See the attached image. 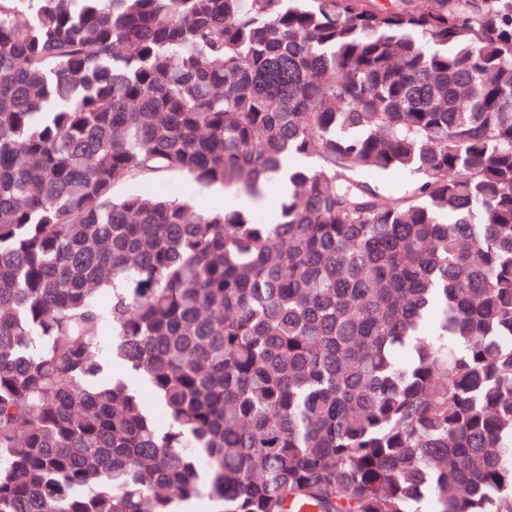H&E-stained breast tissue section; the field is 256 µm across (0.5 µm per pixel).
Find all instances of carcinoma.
<instances>
[{
    "label": "carcinoma",
    "instance_id": "cac0c4a2",
    "mask_svg": "<svg viewBox=\"0 0 512 512\" xmlns=\"http://www.w3.org/2000/svg\"><path fill=\"white\" fill-rule=\"evenodd\" d=\"M202 496L512 512V0H0V512ZM215 186H204L190 177L173 174L168 177L151 181L132 183L121 186L117 189V194H128L136 192H150L154 194L169 195L180 200L186 201L198 210H207L212 208H227L232 210H244L254 204V200L244 193L238 195L234 191H224L223 198L213 195Z\"/></svg>",
    "mask_w": 512,
    "mask_h": 512
}]
</instances>
